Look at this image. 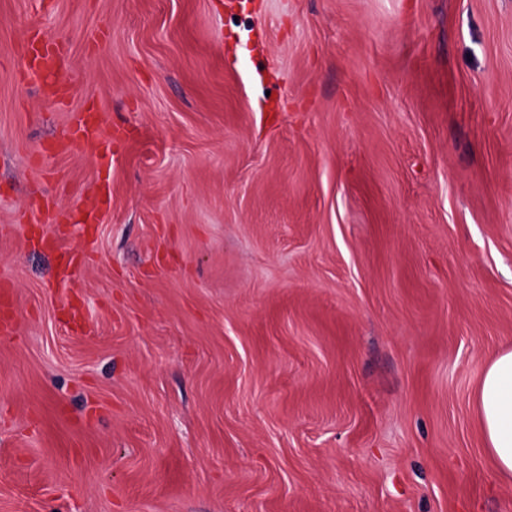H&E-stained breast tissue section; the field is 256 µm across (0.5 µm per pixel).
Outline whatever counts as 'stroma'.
<instances>
[{
	"label": "stroma",
	"instance_id": "35a3bbf8",
	"mask_svg": "<svg viewBox=\"0 0 512 512\" xmlns=\"http://www.w3.org/2000/svg\"><path fill=\"white\" fill-rule=\"evenodd\" d=\"M2 285L0 512H512V0H0ZM485 450L495 470L512 477V351L497 354L486 366L474 397Z\"/></svg>",
	"mask_w": 512,
	"mask_h": 512
}]
</instances>
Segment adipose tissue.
Returning a JSON list of instances; mask_svg holds the SVG:
<instances>
[{
	"label": "adipose tissue",
	"instance_id": "adipose-tissue-1",
	"mask_svg": "<svg viewBox=\"0 0 512 512\" xmlns=\"http://www.w3.org/2000/svg\"><path fill=\"white\" fill-rule=\"evenodd\" d=\"M477 421L495 470L512 477V351L488 363L474 397Z\"/></svg>",
	"mask_w": 512,
	"mask_h": 512
}]
</instances>
